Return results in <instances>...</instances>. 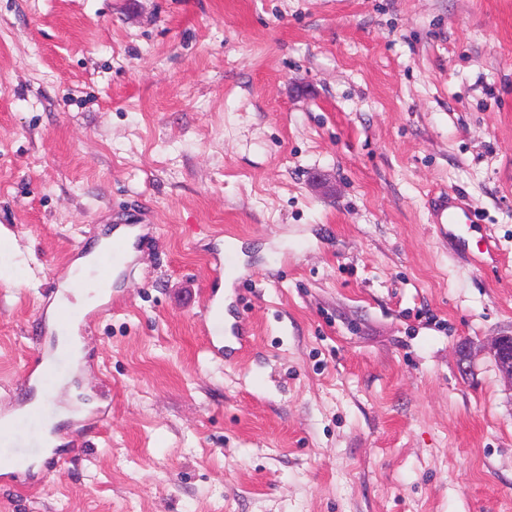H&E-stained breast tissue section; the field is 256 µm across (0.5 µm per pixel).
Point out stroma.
Listing matches in <instances>:
<instances>
[{"label":"stroma","mask_w":512,"mask_h":512,"mask_svg":"<svg viewBox=\"0 0 512 512\" xmlns=\"http://www.w3.org/2000/svg\"><path fill=\"white\" fill-rule=\"evenodd\" d=\"M120 226L72 360L50 311ZM0 227V419L60 441L0 512H512V0H0ZM435 207V224L442 234H448V226L476 224L475 211L454 200L448 201V192L438 197ZM115 241L125 243L126 249H128L129 251L133 243V236L131 235L129 230L119 229L115 231L113 234L111 233V235L107 237H102L98 245L92 250V252L86 255L85 257L78 259L76 261V265L81 266L86 270L87 274H90L92 272H95L96 261L98 273L102 276H106L114 268L126 265L128 262L127 252L121 243ZM100 251L103 252H101L98 255ZM90 280L94 288L99 289V296L106 297L111 294L112 271L109 274L107 280L105 281L99 280L96 275L91 277ZM483 350L492 356L503 379L512 388V334L491 337Z\"/></svg>","instance_id":"obj_1"}]
</instances>
